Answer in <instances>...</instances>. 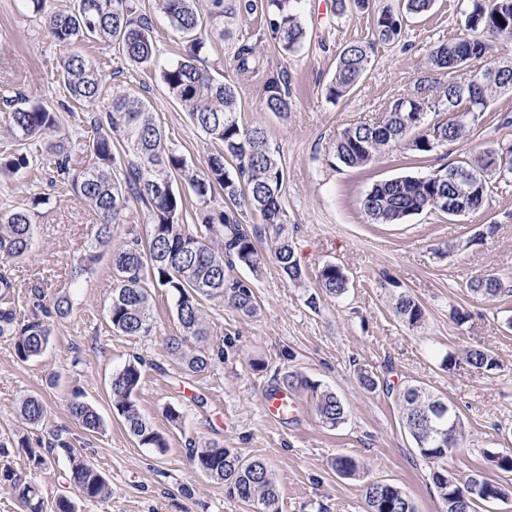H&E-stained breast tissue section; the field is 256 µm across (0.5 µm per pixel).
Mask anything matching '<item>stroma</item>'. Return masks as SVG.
I'll return each instance as SVG.
<instances>
[{
  "mask_svg": "<svg viewBox=\"0 0 512 512\" xmlns=\"http://www.w3.org/2000/svg\"><path fill=\"white\" fill-rule=\"evenodd\" d=\"M70 3L46 0L44 13L37 14L27 0H0V98L40 103L59 113V134L79 159L99 113L65 94L59 67L64 49L46 24L49 13ZM130 3L137 16L152 22L154 67L132 64L97 42L80 41L73 50L101 68L104 96L149 102L169 145L190 168L206 172L214 146L160 80V66L180 57L181 40L158 0ZM399 5L400 0H370L368 9L340 14L335 0H301L306 40L291 54L282 51L259 9L227 20L229 38L208 42L202 68L234 86L241 123L266 129L285 170L283 202L304 278L289 281L269 256L253 280L257 316H244L217 299L205 302L206 345L214 360L204 373L186 374L166 349L164 338L176 332L177 323L174 299L165 289L152 291L150 334L120 336L106 321L110 257L73 279L72 268L89 245L97 218L54 164L42 159L25 175L0 176V212L35 209L31 252L22 260H0V275L12 283L24 313L32 312L34 302L48 304L64 294L72 304L67 318L53 321L49 344L37 358L19 362L11 342L0 338V442L24 436L34 444L48 430H63L112 489L108 501H78V512H246L223 483L192 467L187 449L192 440L216 441L267 461L279 487V512H366L364 487L373 481L401 487L417 512H442L431 465L401 421L399 394L414 384L447 397L462 418V440L445 467L456 477L477 473L512 490V476L493 461L494 454L512 451V297L488 300L465 286L485 271L512 281V186H497L480 209L459 217L425 211L399 224H377L362 205L379 181L424 175L512 142V90L497 93L462 139L425 155L405 140L365 166L348 168L331 149L343 130L377 120L394 99L410 94L427 73L431 46L461 31L466 0H435L429 13L404 21L397 41L375 46L353 93L328 101L324 86L340 51L371 41L377 15ZM244 42L255 44L263 58L260 71L235 70L233 55ZM278 76L288 84L284 119L263 109L267 81ZM36 197L43 203L35 207ZM491 223L496 233L477 239L481 225ZM327 262L349 278L341 297L319 291L316 275ZM402 292L425 307L422 327L408 328L396 315L395 299ZM312 295L318 298L314 307L308 303ZM457 308L469 313L468 322L454 321ZM474 346L492 350L499 369L487 373L464 365L465 352ZM135 355L147 362L136 400L167 442L162 453L138 445L112 407V373ZM449 355L460 359V367H444ZM360 366L373 372L376 391L359 384ZM291 371L334 390L345 404V422L333 429L322 425L312 393L304 389L293 394L303 409L300 419L283 425L264 416L266 390ZM75 390L101 415L99 432H86L72 418L68 402ZM32 394L46 405L37 426L24 423L19 413L21 401ZM171 405L181 413L179 422L166 417ZM340 453L359 461V478L337 474L333 461ZM7 467L34 480L47 497L71 492L66 458L33 471L25 455L14 451L0 455V470Z\"/></svg>",
  "mask_w": 512,
  "mask_h": 512,
  "instance_id": "1",
  "label": "stroma"
}]
</instances>
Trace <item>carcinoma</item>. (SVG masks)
<instances>
[{
    "label": "carcinoma",
    "instance_id": "obj_1",
    "mask_svg": "<svg viewBox=\"0 0 512 512\" xmlns=\"http://www.w3.org/2000/svg\"><path fill=\"white\" fill-rule=\"evenodd\" d=\"M160 2L173 29L186 43L182 56L161 69L160 79L192 124L217 145L208 158L207 171L194 173L184 158L169 147L147 102L124 94L102 97L103 75L77 53L61 63L63 85L72 100L101 112L84 145L82 165L71 167L65 142L53 139L60 128L58 113L42 104L15 107L13 100L5 98L4 105L12 108L10 131L15 148L0 155V171L10 175L27 172L36 164L31 146L38 141L46 143L58 174L71 183L74 193L99 217L90 249L73 267V279L88 273L101 252L112 251L114 287L107 316L112 330L123 336H146L151 332L150 290L166 289L175 301L179 325L178 333L166 338V348L187 373L200 374L213 362V355L201 345L206 338L203 301L221 299L246 316L256 313L258 301L251 281L234 276L232 271L241 267L259 274L264 262L260 243L271 242L275 261L290 281L302 280L304 272L288 231L282 199L285 171L269 147L265 129L242 125L235 88L215 80L197 65L211 35L224 38V14L236 10L248 14L255 4L251 0ZM296 4L298 0H265L264 4L270 27L287 53L302 47L306 37ZM433 5L434 0H402L398 12L380 13L372 43H351L339 53L334 75L325 87L326 99L336 102L359 83L371 62V44L397 40L404 18L424 14ZM47 25L59 44L96 40L117 47L124 58L136 65L150 66L155 61L150 23L144 17H133L129 0H72L68 9L49 15ZM489 36L512 39V0H467L462 35L436 45L428 55L429 70L447 76L446 86L435 95L436 79L421 78L415 83L413 99L397 98L379 120L348 128L337 137L333 144L336 159L351 168L371 162L417 130L407 124L412 112H425L432 106L456 108L464 98L471 109L484 113L493 95L512 90V64L491 67L484 63L490 49ZM256 60L255 48L247 43L240 44L233 56L234 66L241 73L257 71ZM264 106L279 117L287 116L288 89L281 80H268ZM468 127L465 121L456 125L439 121L429 133L414 138L413 150L429 153L439 145L457 141ZM506 151L512 153L511 144L488 149L473 161L439 168L423 177L406 175L381 181L365 195L364 210L377 224H398L423 211L446 213L445 202L451 199L460 205L472 194L485 198L491 182H512V172L503 176L495 167V159ZM181 184L190 188L202 204L210 201L215 187H220L225 209L203 208L196 214L197 224L189 227L183 217ZM135 204L142 207L146 238L129 229V238L117 246L114 240L120 228L130 223L129 211ZM246 210L259 213L262 223H242L240 216ZM34 216L30 209L0 213L1 257L22 259L28 255ZM317 281L318 288L332 297L342 296L348 288L345 273L334 263L322 265ZM11 288V282L0 276V338L10 340L16 358L27 362L40 356L49 343L47 318H66L71 313V303L68 297L59 296L52 308L44 307L42 314L27 318L16 306ZM465 288L485 299L512 296V285L491 271L471 278ZM395 310L409 327L424 324L425 310L409 294H399ZM464 361L479 371L500 368L494 352L484 347L467 350ZM144 365L142 357L134 356L113 371L109 383L112 403L127 432L140 446L162 452L167 448L165 439L142 416L135 401ZM298 387L315 393L314 411L323 425L334 428L343 423L345 406L335 392L318 389L297 372L283 377V390ZM434 403L454 407L448 399L413 385L403 391L400 409L404 428L420 455L433 465L432 481L443 512H478L488 500L506 498L502 484L479 474L459 479L440 466L448 457V447L458 446L463 430H458L448 443L428 438L420 428L419 418ZM69 409L83 429L99 432L101 417L82 400L80 392L72 393ZM20 414L31 425L42 423L45 405L41 397H26ZM18 447L34 470L49 468L61 454L67 456V478L77 497L105 501L112 496L106 478L74 453L63 431L49 432L46 442L36 448L25 438L18 441ZM189 457L198 472L224 483L229 495L251 512H278L276 478L263 460L245 458L237 450L214 442L202 447L191 445ZM334 466L341 476L359 475V464L346 454L336 455ZM0 483L8 486L22 512H77L74 498L58 495L48 501L35 482L10 469L0 472ZM364 497L367 512H415L412 498L390 483L367 484Z\"/></svg>",
    "mask_w": 512,
    "mask_h": 512
}]
</instances>
